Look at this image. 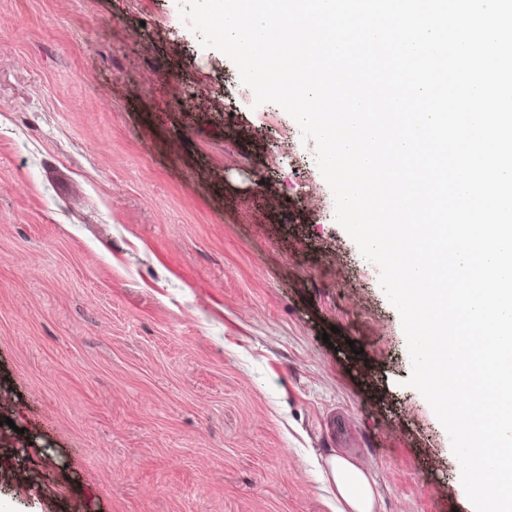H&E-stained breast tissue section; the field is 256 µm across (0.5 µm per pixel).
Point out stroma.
<instances>
[{
	"mask_svg": "<svg viewBox=\"0 0 512 512\" xmlns=\"http://www.w3.org/2000/svg\"><path fill=\"white\" fill-rule=\"evenodd\" d=\"M334 213L178 0H0V512H471ZM330 473L337 496L345 509L341 512H373L376 490L369 469L345 458L333 457Z\"/></svg>",
	"mask_w": 512,
	"mask_h": 512,
	"instance_id": "obj_1",
	"label": "stroma"
}]
</instances>
